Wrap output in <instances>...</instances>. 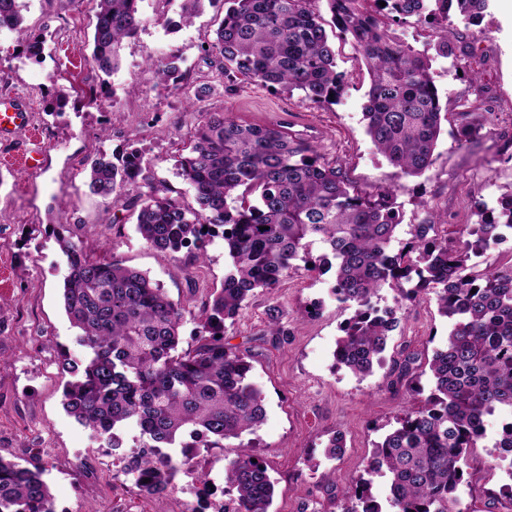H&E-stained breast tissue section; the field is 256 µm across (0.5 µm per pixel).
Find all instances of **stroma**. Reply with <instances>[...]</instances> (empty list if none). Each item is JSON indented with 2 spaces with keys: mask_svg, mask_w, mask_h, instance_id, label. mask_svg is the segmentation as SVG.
<instances>
[{
  "mask_svg": "<svg viewBox=\"0 0 512 512\" xmlns=\"http://www.w3.org/2000/svg\"><path fill=\"white\" fill-rule=\"evenodd\" d=\"M25 23L44 39L39 61L20 53L16 36L0 35V71L7 82L1 97H22L31 108L26 130L0 140V455L21 464L39 460L43 478L61 512H169L166 496L148 497L126 479L76 463L77 450L92 447L90 433L69 416L62 391L69 378L63 358H83L85 349L70 324L61 287L68 273L54 227L70 225L83 251L121 262L158 281L180 308V350L195 338L213 289L221 287L227 256L222 239L207 247L203 266L190 265L188 252L170 254L146 246L135 217L122 205L86 192L84 160L97 152L144 150L153 181L183 189L176 175L178 151L205 112H230L240 120L269 124L288 120L294 131L315 136L323 160L341 166L356 188L374 194L394 188L403 230L421 224L429 213L444 219L439 236L456 238L482 211L512 193V0H490L494 25L480 40L473 27L454 21L453 54L436 55L437 25L409 18L389 28L405 45L432 58V75L443 111L491 112L490 132L460 143L457 121L446 122L430 167L404 177L380 154L366 133L363 107L370 79L363 58L335 28L327 34L336 50V69L345 86L334 104L303 102L301 92L267 87L244 76L227 81L206 63L202 44L224 16L222 5L206 6L190 25L170 27L178 18L177 0H143L146 18L138 35L125 41L121 68L108 88L89 65L88 40L94 11L91 0H25ZM184 59L178 84L160 82L146 56ZM480 73L471 80L470 70ZM99 89L94 104L81 94ZM66 105L54 111L57 93ZM40 151L37 170L27 169L20 147ZM334 272L298 268L277 288L257 292L234 322L226 323L224 342L250 355L252 379L265 396L266 419L244 448H211L213 461L246 452L266 462L275 483L271 512H337L334 495L342 478L360 474L376 442L412 403L407 388L395 389L386 368L360 379L334 360L339 326L351 311L331 293ZM280 311V334L268 331L271 308ZM385 360L413 353L427 359L450 328L438 312L434 294L404 304ZM342 433L345 452L326 459L324 447ZM474 512H485L486 490L508 477L493 449L475 448Z\"/></svg>",
  "mask_w": 512,
  "mask_h": 512,
  "instance_id": "stroma-1",
  "label": "stroma"
}]
</instances>
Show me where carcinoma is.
<instances>
[{"instance_id":"1","label":"carcinoma","mask_w":512,"mask_h":512,"mask_svg":"<svg viewBox=\"0 0 512 512\" xmlns=\"http://www.w3.org/2000/svg\"><path fill=\"white\" fill-rule=\"evenodd\" d=\"M386 6H381L380 2ZM91 60L109 77L121 66L124 39L144 23L142 0H93ZM181 0L180 19L192 22L204 3ZM334 27L362 55L371 84L364 107L366 132L377 150L404 176L428 169L442 131L438 89L429 59L400 42L384 22L388 16L479 26L488 0H325ZM228 7L205 52L221 74L237 75L289 93L299 90L310 104L332 103L345 76L315 0H224ZM24 4L0 0V28L17 35L27 58L44 45L23 26ZM180 56L157 68L163 81L180 80ZM465 142L483 128L459 112ZM147 161L132 149L120 156L98 152L87 159L89 194L134 208L135 227L153 249L179 253L192 247V261L206 262L205 242L224 240L229 268L201 323L193 349L178 352L182 313L159 283L117 261L94 259L68 228L56 239L69 268L63 283L65 313L81 331L82 361L70 366L63 389L66 412L107 448H120L119 430H142V449L129 463L149 479L142 491L163 494L179 460L155 456L198 436L206 448L253 434L266 418L261 389L252 381L247 355L224 344V327L258 289L271 291L302 262L311 270H335L331 288L353 315L340 324L334 360L363 379L383 366L390 333L402 301L433 292L450 321L442 345L426 366L432 388L396 417V427L375 445L368 477L351 478L336 494L339 512H474L459 497L472 483L463 470L469 449L485 438L484 419L495 412L512 417V266L469 265L488 245L512 232V194L455 241L429 236L441 219L415 224L398 251L399 214L394 191H359L341 169L323 161L316 148L288 131V124H249L229 112H206L176 160V176L194 193L190 206L164 183L144 175ZM148 191H141L140 182ZM323 253L312 257V247ZM411 285L406 289L403 284ZM395 288L394 305L379 309L373 298ZM415 354L394 362L393 388L420 377ZM344 438L333 433L324 454L337 459ZM44 469L0 455V512H52ZM371 474L388 477L389 510L373 493ZM511 482L488 493L512 512ZM275 491L266 463L240 455L224 470L231 512H269Z\"/></svg>"}]
</instances>
